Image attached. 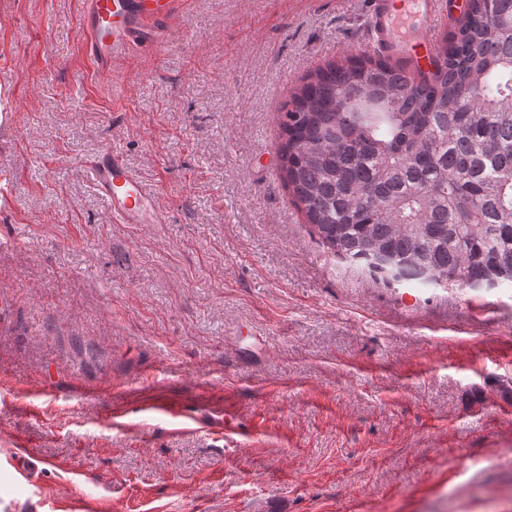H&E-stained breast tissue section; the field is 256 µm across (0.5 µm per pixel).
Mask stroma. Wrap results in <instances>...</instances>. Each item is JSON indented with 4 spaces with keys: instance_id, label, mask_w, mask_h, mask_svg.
Instances as JSON below:
<instances>
[{
    "instance_id": "35a3bbf8",
    "label": "stroma",
    "mask_w": 512,
    "mask_h": 512,
    "mask_svg": "<svg viewBox=\"0 0 512 512\" xmlns=\"http://www.w3.org/2000/svg\"><path fill=\"white\" fill-rule=\"evenodd\" d=\"M371 4L182 0L101 77L81 0H0V512H512V288L387 284L267 170ZM85 172L112 223H167L153 191L127 167L118 152L107 151L95 157Z\"/></svg>"
}]
</instances>
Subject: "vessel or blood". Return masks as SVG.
Returning a JSON list of instances; mask_svg holds the SVG:
<instances>
[{"label":"vessel or blood","mask_w":512,"mask_h":512,"mask_svg":"<svg viewBox=\"0 0 512 512\" xmlns=\"http://www.w3.org/2000/svg\"><path fill=\"white\" fill-rule=\"evenodd\" d=\"M176 7V0H85V50L97 73L108 74L115 60L151 38ZM435 21L436 0H373L367 46L373 53L411 55L428 66L438 52ZM85 172L112 223H165L155 194L118 152L95 157Z\"/></svg>","instance_id":"obj_1"}]
</instances>
